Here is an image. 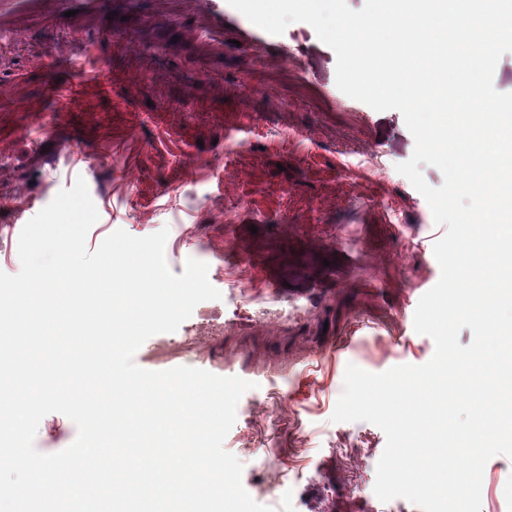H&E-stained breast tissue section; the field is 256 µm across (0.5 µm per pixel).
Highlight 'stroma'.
I'll return each mask as SVG.
<instances>
[{"label": "stroma", "instance_id": "stroma-1", "mask_svg": "<svg viewBox=\"0 0 512 512\" xmlns=\"http://www.w3.org/2000/svg\"><path fill=\"white\" fill-rule=\"evenodd\" d=\"M0 25V271L19 272L23 226L84 179L88 249L168 229L170 270L204 262L221 294L150 337L142 364L264 371L224 441L256 502L420 512L374 493L384 432L332 419L347 365L381 373L435 350L413 319L445 229L397 170L414 151L401 113L342 93L310 24L273 35L228 6L219 25L207 0H100L70 17L40 0ZM76 435L53 412L35 447ZM481 512H512V458L486 464Z\"/></svg>", "mask_w": 512, "mask_h": 512}]
</instances>
